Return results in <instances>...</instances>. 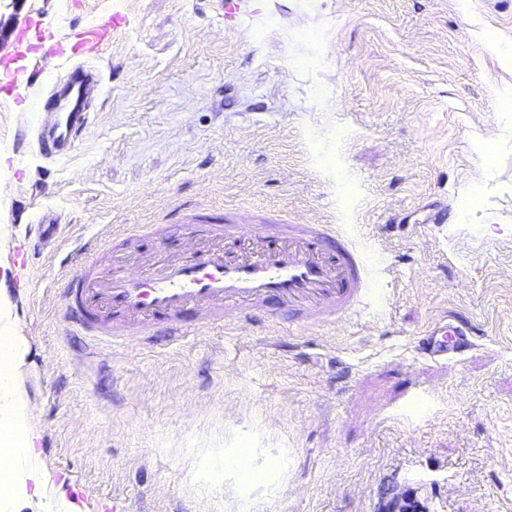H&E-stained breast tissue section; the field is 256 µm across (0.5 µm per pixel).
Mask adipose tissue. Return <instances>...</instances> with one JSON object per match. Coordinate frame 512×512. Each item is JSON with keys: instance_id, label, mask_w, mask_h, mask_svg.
<instances>
[{"instance_id": "1", "label": "adipose tissue", "mask_w": 512, "mask_h": 512, "mask_svg": "<svg viewBox=\"0 0 512 512\" xmlns=\"http://www.w3.org/2000/svg\"><path fill=\"white\" fill-rule=\"evenodd\" d=\"M27 340L0 291V512H80L56 485L38 450L40 434L26 390Z\"/></svg>"}]
</instances>
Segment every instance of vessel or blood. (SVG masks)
I'll return each mask as SVG.
<instances>
[{
  "label": "vessel or blood",
  "mask_w": 512,
  "mask_h": 512,
  "mask_svg": "<svg viewBox=\"0 0 512 512\" xmlns=\"http://www.w3.org/2000/svg\"><path fill=\"white\" fill-rule=\"evenodd\" d=\"M125 23L116 11L60 40L39 34L34 44L27 41L30 22L19 25L18 50L0 60V70L29 87L24 126L37 133L44 156L62 157L79 141L90 121L85 99L103 93L92 61ZM38 52L78 57L63 92L36 91L45 72L25 61ZM159 234L156 224L108 226L81 247L83 264L57 296L66 328L95 341L153 342L219 322L235 327L273 306L292 314L301 329L360 313L375 286L366 255L332 224H255L236 213L224 224L191 225L183 253L136 251L138 271L129 273L127 253L114 249L115 239ZM471 333L466 322L443 319L418 336L416 351L444 361L462 352Z\"/></svg>",
  "instance_id": "vessel-or-blood-1"
}]
</instances>
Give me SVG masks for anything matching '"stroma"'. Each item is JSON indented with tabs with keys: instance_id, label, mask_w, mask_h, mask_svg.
<instances>
[{
	"instance_id": "1",
	"label": "stroma",
	"mask_w": 512,
	"mask_h": 512,
	"mask_svg": "<svg viewBox=\"0 0 512 512\" xmlns=\"http://www.w3.org/2000/svg\"><path fill=\"white\" fill-rule=\"evenodd\" d=\"M96 118L67 157L0 103V263L40 222L189 235L186 205L255 223L343 224L377 292L327 327L218 325L150 349L67 333V270L28 253L4 283L29 343L47 469L87 512H512V0H22L55 34L112 11ZM496 143L493 161L480 151ZM475 344L420 358L431 321ZM248 452L245 477L232 465Z\"/></svg>"
}]
</instances>
